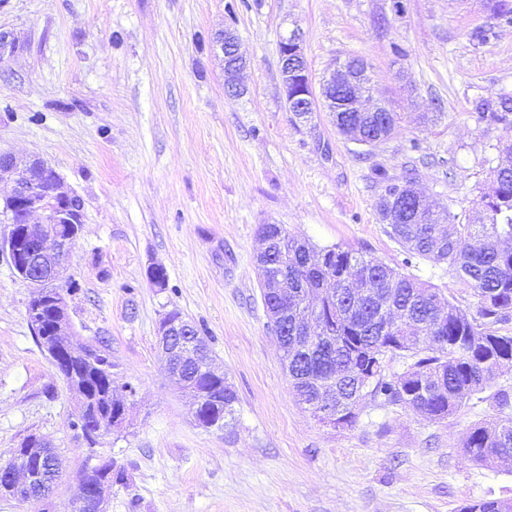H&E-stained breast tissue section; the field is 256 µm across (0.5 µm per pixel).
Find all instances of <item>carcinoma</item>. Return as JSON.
I'll return each mask as SVG.
<instances>
[{
    "mask_svg": "<svg viewBox=\"0 0 512 512\" xmlns=\"http://www.w3.org/2000/svg\"><path fill=\"white\" fill-rule=\"evenodd\" d=\"M480 118L512 126V99L499 103L480 100ZM336 130L362 128L369 137L386 141L397 122L394 112L335 113ZM398 184L390 183L377 201L387 234L407 254L404 266L422 258L447 265L455 277L478 296V317L456 306L440 289L402 272L377 257L339 244L318 248L279 224H263L260 235L270 242L257 266L264 307L273 329L298 330L293 317L279 314L268 283L278 278L291 294L316 297L322 325L312 324L317 336L303 350L280 344L282 361L294 396L312 415L323 394L334 395L342 427L353 425L357 410L369 398L401 405L430 420L456 415L468 397L482 392L505 363H512V334L495 328L512 309V170L494 171L493 187L478 203L482 221L469 215L450 217L448 208L427 215L411 207L397 212L393 203ZM406 361L400 374L386 373L387 362ZM203 361L183 367L184 387L207 390L215 401L199 414L216 420L233 416L238 397L225 379L202 373ZM496 414L470 427L463 449L476 462L492 465L498 454H512V389L492 396ZM109 464L84 466L87 486L105 479ZM460 512H512V499L468 503Z\"/></svg>",
    "mask_w": 512,
    "mask_h": 512,
    "instance_id": "carcinoma-1",
    "label": "carcinoma"
}]
</instances>
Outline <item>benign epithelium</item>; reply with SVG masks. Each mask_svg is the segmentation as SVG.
<instances>
[{"instance_id": "7a95c632", "label": "benign epithelium", "mask_w": 512, "mask_h": 512, "mask_svg": "<svg viewBox=\"0 0 512 512\" xmlns=\"http://www.w3.org/2000/svg\"><path fill=\"white\" fill-rule=\"evenodd\" d=\"M302 37L293 30L282 36L279 44L280 76L284 92H292L286 98L288 111L294 121L304 123L311 114L323 105L331 112H386L388 108L381 104L365 106L364 100L369 93L370 76L367 65L351 59L339 62L330 76L323 80L319 92H314L309 69L301 47ZM214 47L223 55L224 77L227 91L234 94L239 91L237 75L243 69V58L238 51L237 36L229 29L218 33L213 41ZM41 170H52V166L39 156L17 158L0 154V179L13 183L12 194L6 199L4 209L9 214L10 230L0 237V253L7 255L12 268L33 288L27 306V318L30 324L38 323L40 299H51L54 306V320L50 336L44 338L43 348L50 363L59 375H64L62 359L95 360L98 350L93 346L77 349L72 346L71 323L67 305L55 283L63 278L64 260L71 253L82 231L81 206L75 202V196L63 190L58 173H53L54 186L45 191L38 186L35 174ZM40 214L42 223L32 224L30 218ZM280 303L295 307L297 318L313 320L318 312L306 304H300L296 295L288 296V289H275ZM191 323L181 315L168 313L157 326V339L160 360L169 377L180 380L179 372L171 370L169 363L174 359L188 361L196 357L198 344L194 341H175V338L187 335ZM133 389L110 387L109 395L116 418L95 417L98 428L95 433L110 432L120 427V420L127 412V395ZM44 479L42 464L35 469L13 465L6 462L0 465V488L13 493V498L27 501L30 498L29 487ZM75 498L83 505L85 512H107V491L98 488L93 492L86 489L83 479L76 481Z\"/></svg>"}]
</instances>
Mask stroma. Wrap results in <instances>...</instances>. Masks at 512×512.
<instances>
[{
	"instance_id": "35a3bbf8",
	"label": "stroma",
	"mask_w": 512,
	"mask_h": 512,
	"mask_svg": "<svg viewBox=\"0 0 512 512\" xmlns=\"http://www.w3.org/2000/svg\"><path fill=\"white\" fill-rule=\"evenodd\" d=\"M493 3L0 0V27L20 42L0 60V154L43 157L81 198L57 284L71 341L106 344L113 379L136 390L123 428L88 447L29 325V285L0 256V459L35 434L57 448L61 474L47 503L0 495V512H74L76 474L94 453L128 473L108 512H457L512 499V464L462 449L496 390L512 387L511 365L446 420L367 399L353 426H323L293 396L256 266L264 224L404 266L376 210L380 169H413L426 200L450 213L476 206L512 143V129L474 108L512 96V24ZM228 25L246 61L236 95L211 41ZM295 27L313 84L337 61L367 62L373 97L399 116L386 142L344 138L325 109L293 121L279 42ZM157 265L167 287L148 278ZM408 269L476 312L474 290L446 265ZM169 311L205 332L234 386L228 426H198L190 395L164 373L156 333Z\"/></svg>"
}]
</instances>
